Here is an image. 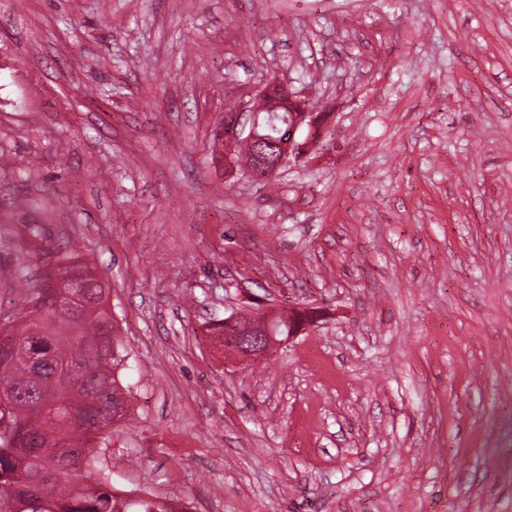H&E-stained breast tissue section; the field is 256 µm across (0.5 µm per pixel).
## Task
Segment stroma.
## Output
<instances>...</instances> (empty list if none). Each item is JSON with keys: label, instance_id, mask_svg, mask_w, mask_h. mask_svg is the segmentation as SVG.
Masks as SVG:
<instances>
[{"label": "stroma", "instance_id": "35a3bbf8", "mask_svg": "<svg viewBox=\"0 0 512 512\" xmlns=\"http://www.w3.org/2000/svg\"><path fill=\"white\" fill-rule=\"evenodd\" d=\"M272 76L327 132L225 178L212 130ZM66 249L127 348V497L512 512V0H0V303ZM259 296L317 319L212 348ZM217 323L212 322L208 328L209 332L217 336L220 343L224 345V348L230 350L237 355L245 359L258 360L266 356L271 349L280 343L277 338L281 336H291L294 329V320L288 316V314H282L276 318L270 325L269 330L273 336H269L268 332H265L266 336H260L262 332H258V336H250L249 330H243L240 328L236 329L235 336L227 334L225 326L234 325L237 319V314L233 313ZM224 336H228V342L224 344ZM276 336V337H274Z\"/></svg>", "mask_w": 512, "mask_h": 512}]
</instances>
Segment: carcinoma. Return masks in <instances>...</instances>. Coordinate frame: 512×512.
Masks as SVG:
<instances>
[{"label": "carcinoma", "instance_id": "cac0c4a2", "mask_svg": "<svg viewBox=\"0 0 512 512\" xmlns=\"http://www.w3.org/2000/svg\"><path fill=\"white\" fill-rule=\"evenodd\" d=\"M26 268L22 261L17 270L23 307L0 315V330L17 342L0 344V386L18 394L14 402L0 404V507L12 512L18 488L31 483L38 493L23 501L22 512H129L132 505L134 512H176L173 502H133L112 490L105 449L91 436L109 407L127 406L116 375L126 346L114 335L107 288L94 281L89 261L62 256L54 273L91 280L89 307L71 310L57 304L58 289L49 280L29 276ZM40 314L56 342L53 365L37 376L22 339ZM293 329L294 320L285 314L269 327L278 338ZM92 468L98 472L94 485L83 476Z\"/></svg>", "mask_w": 512, "mask_h": 512}]
</instances>
